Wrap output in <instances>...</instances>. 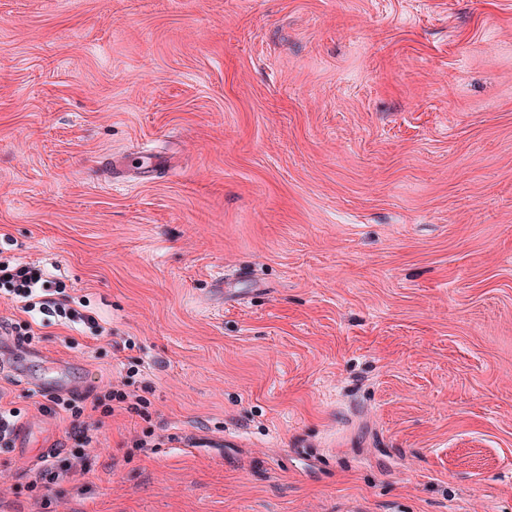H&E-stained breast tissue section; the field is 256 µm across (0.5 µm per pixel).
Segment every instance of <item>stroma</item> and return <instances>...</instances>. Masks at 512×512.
<instances>
[{"instance_id":"stroma-1","label":"stroma","mask_w":512,"mask_h":512,"mask_svg":"<svg viewBox=\"0 0 512 512\" xmlns=\"http://www.w3.org/2000/svg\"><path fill=\"white\" fill-rule=\"evenodd\" d=\"M0 255V512H512V0H0ZM53 359L149 416L37 499ZM65 289V284L51 278L40 266L0 256L1 296L3 293L7 299L21 304V311L31 317V321L14 320L6 324L7 335L13 336L15 342L22 346L30 345L39 338L34 325H63L68 328L88 325L99 330L95 317L74 307L75 301ZM4 406L0 403V448H13L15 437L21 426L23 412L21 408L13 406Z\"/></svg>"}]
</instances>
